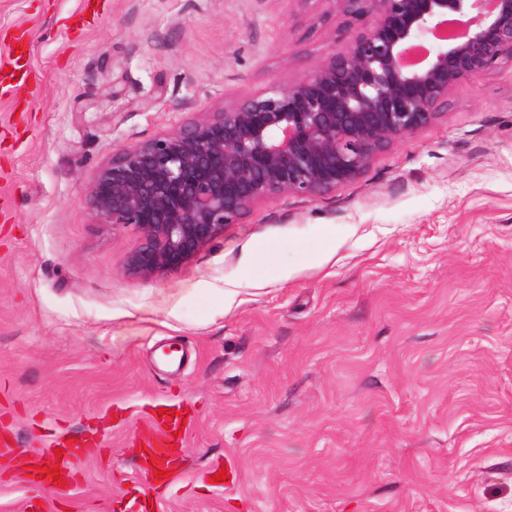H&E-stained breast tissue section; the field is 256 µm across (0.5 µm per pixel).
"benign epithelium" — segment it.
<instances>
[{
	"instance_id": "benign-epithelium-1",
	"label": "benign epithelium",
	"mask_w": 512,
	"mask_h": 512,
	"mask_svg": "<svg viewBox=\"0 0 512 512\" xmlns=\"http://www.w3.org/2000/svg\"><path fill=\"white\" fill-rule=\"evenodd\" d=\"M360 29L302 81L118 147L86 203L141 236L125 273L180 266L258 201L320 197L429 125L462 80L512 59V0H334Z\"/></svg>"
}]
</instances>
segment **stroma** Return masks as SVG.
Here are the masks:
<instances>
[{"label":"stroma","instance_id":"stroma-1","mask_svg":"<svg viewBox=\"0 0 512 512\" xmlns=\"http://www.w3.org/2000/svg\"><path fill=\"white\" fill-rule=\"evenodd\" d=\"M347 22L336 0H0L40 80L0 94V512H512V62L360 179L258 202L150 281L124 273L138 229L86 205L114 148L305 79ZM326 232L335 255L283 278ZM162 405L187 432L148 492ZM70 440L62 511L18 466Z\"/></svg>","mask_w":512,"mask_h":512}]
</instances>
